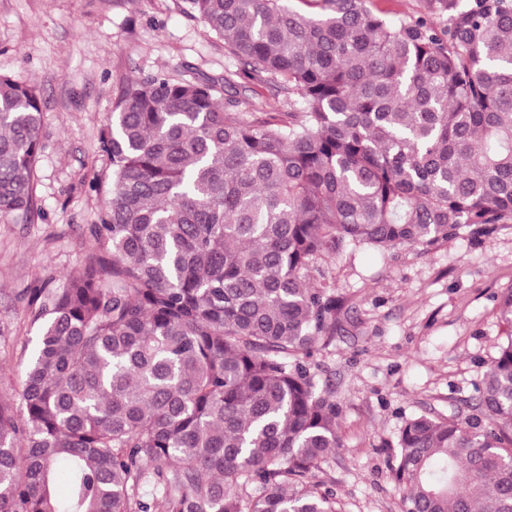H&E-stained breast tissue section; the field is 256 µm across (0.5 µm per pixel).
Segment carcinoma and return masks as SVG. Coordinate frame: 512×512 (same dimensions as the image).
Masks as SVG:
<instances>
[{"mask_svg":"<svg viewBox=\"0 0 512 512\" xmlns=\"http://www.w3.org/2000/svg\"><path fill=\"white\" fill-rule=\"evenodd\" d=\"M189 0L249 77L122 80L91 252L45 283L20 407L0 402V512H341L315 472L340 410L304 363L336 335V255L512 223V0ZM40 89L0 74V217L39 209ZM479 414L398 438L407 512H512V335ZM67 491H56L59 473ZM422 6L423 0H372L371 2L372 9L384 11L394 19L418 15Z\"/></svg>","mask_w":512,"mask_h":512,"instance_id":"obj_1","label":"carcinoma"}]
</instances>
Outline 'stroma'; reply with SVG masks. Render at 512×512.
Returning a JSON list of instances; mask_svg holds the SVG:
<instances>
[{"instance_id": "1", "label": "stroma", "mask_w": 512, "mask_h": 512, "mask_svg": "<svg viewBox=\"0 0 512 512\" xmlns=\"http://www.w3.org/2000/svg\"><path fill=\"white\" fill-rule=\"evenodd\" d=\"M231 64L188 0H0V73L40 86V213L0 220V400L17 402L39 327L32 291L62 283L89 251L98 198L89 183L110 161L99 131L119 79L158 72L223 81ZM512 224L428 250L362 248L336 258L338 330L310 360L341 410L340 448L317 479L345 512H405L393 475L411 418L472 416L477 387L507 327Z\"/></svg>"}]
</instances>
